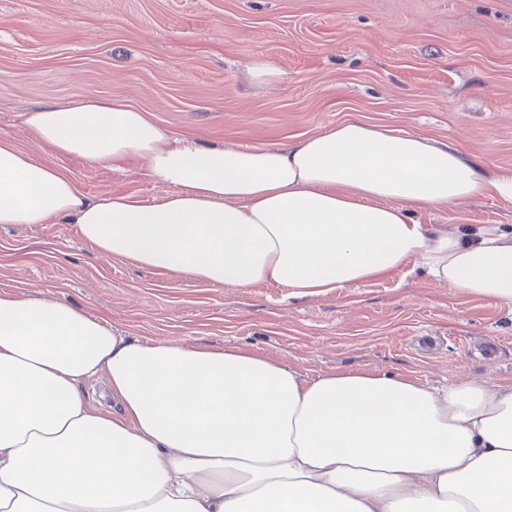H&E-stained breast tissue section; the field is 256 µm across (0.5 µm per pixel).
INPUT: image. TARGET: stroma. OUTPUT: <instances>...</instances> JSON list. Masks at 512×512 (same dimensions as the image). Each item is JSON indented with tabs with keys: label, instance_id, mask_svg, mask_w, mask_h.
<instances>
[{
	"label": "stroma",
	"instance_id": "stroma-1",
	"mask_svg": "<svg viewBox=\"0 0 512 512\" xmlns=\"http://www.w3.org/2000/svg\"><path fill=\"white\" fill-rule=\"evenodd\" d=\"M259 56L279 78L248 77ZM74 98L121 99L210 147L284 145L356 115L512 167V0H0V140L87 198L163 195L143 159L94 168L34 139L24 112ZM415 219L511 232L512 205L484 198ZM4 291L68 301L141 341L244 346L310 379L512 381V303L420 275L290 299L129 266L73 224H0Z\"/></svg>",
	"mask_w": 512,
	"mask_h": 512
}]
</instances>
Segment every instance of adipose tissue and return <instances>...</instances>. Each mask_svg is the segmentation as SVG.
I'll use <instances>...</instances> for the list:
<instances>
[{
  "instance_id": "ef3b65f1",
  "label": "adipose tissue",
  "mask_w": 512,
  "mask_h": 512,
  "mask_svg": "<svg viewBox=\"0 0 512 512\" xmlns=\"http://www.w3.org/2000/svg\"><path fill=\"white\" fill-rule=\"evenodd\" d=\"M25 124L94 167L145 159L167 191L91 200L0 141V224H73L130 265L294 299L418 271L512 302V234L414 219L512 205V169L453 144L352 116L282 146L206 147L112 99L42 105ZM96 378L115 409L84 398ZM0 512H512V381L311 380L243 346L143 342L0 292Z\"/></svg>"
}]
</instances>
